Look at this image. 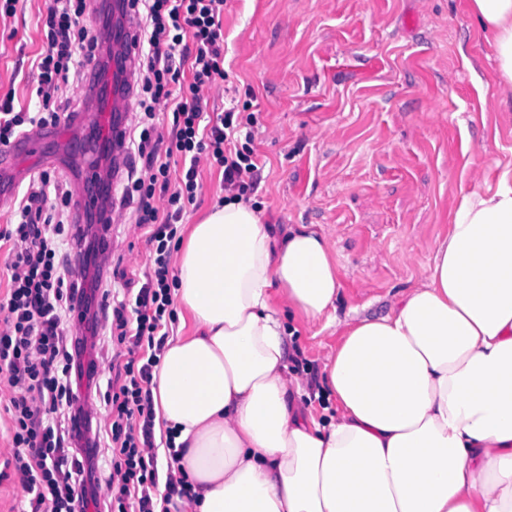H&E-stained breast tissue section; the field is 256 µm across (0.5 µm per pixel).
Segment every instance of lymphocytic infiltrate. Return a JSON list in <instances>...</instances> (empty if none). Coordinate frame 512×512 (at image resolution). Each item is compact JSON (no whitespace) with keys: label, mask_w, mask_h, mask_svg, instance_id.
Listing matches in <instances>:
<instances>
[{"label":"lymphocytic infiltrate","mask_w":512,"mask_h":512,"mask_svg":"<svg viewBox=\"0 0 512 512\" xmlns=\"http://www.w3.org/2000/svg\"><path fill=\"white\" fill-rule=\"evenodd\" d=\"M146 20L139 35L146 56L141 89L154 100H171L168 135L157 132L158 115L145 106L143 129L135 147L139 163L127 176L130 190L123 202L133 210L137 227L149 228L155 250L142 271L140 287L125 284L113 297L110 271L99 270L103 298L112 301L110 341L112 378L104 402L108 423L95 431L93 445L110 453L111 473L103 494L105 512H154L158 489L188 492L186 479L160 481L145 452L153 448L154 408L148 385L160 360L173 303L170 269L180 239L178 226L193 203L201 163L224 170V188L245 196L253 187L258 165L249 144L231 149L241 126L234 109L209 113L203 85L224 75V0H140ZM85 0H51L47 8V48L38 68L36 95L41 112L14 108L13 95L0 100V146L30 127L57 125L59 93L70 78L84 79L85 61L77 49L93 52L94 40L81 23ZM193 80L180 96L170 87L185 72ZM60 186L42 173L19 202L15 229L0 231L7 242L10 279L0 298V390L9 416L8 460L24 482L30 499L26 512H87L85 474L94 461L83 450L89 411L73 388L72 370L85 350L83 338L69 334L72 314L87 316L89 303L64 271L65 247L77 236L73 225L44 209ZM167 204L158 207L157 194Z\"/></svg>","instance_id":"f902f5d3"}]
</instances>
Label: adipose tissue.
I'll return each instance as SVG.
<instances>
[{"mask_svg":"<svg viewBox=\"0 0 512 512\" xmlns=\"http://www.w3.org/2000/svg\"><path fill=\"white\" fill-rule=\"evenodd\" d=\"M512 110V0H470ZM174 297L189 334L153 371L157 454L190 496L154 512H512V165L462 194L428 275L390 313L346 322L325 356L335 413L297 402L288 315L340 288L328 239L278 238L252 200L188 228Z\"/></svg>","mask_w":512,"mask_h":512,"instance_id":"obj_1","label":"adipose tissue"}]
</instances>
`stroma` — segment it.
I'll return each instance as SVG.
<instances>
[{
    "instance_id": "1",
    "label": "stroma",
    "mask_w": 512,
    "mask_h": 512,
    "mask_svg": "<svg viewBox=\"0 0 512 512\" xmlns=\"http://www.w3.org/2000/svg\"><path fill=\"white\" fill-rule=\"evenodd\" d=\"M50 0L0 15V97L37 111V57ZM224 78L209 106L252 117L261 176L249 196L280 231L308 226L333 247L340 288L330 318L297 323L290 369L321 415L324 356L350 316H381L424 281L461 193L512 161V112L499 106L487 39L467 0H224ZM185 223L224 199L221 169L201 165ZM109 268L135 276L148 232L112 225ZM102 323L99 366L82 391L105 418L112 376Z\"/></svg>"
}]
</instances>
